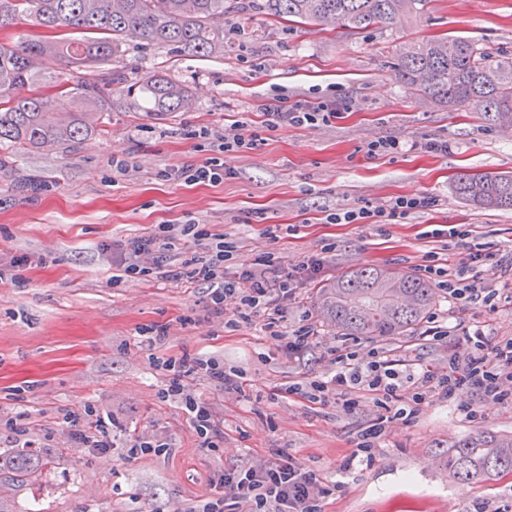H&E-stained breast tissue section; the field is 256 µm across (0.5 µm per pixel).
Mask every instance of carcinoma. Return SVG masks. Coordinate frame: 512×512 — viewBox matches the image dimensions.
<instances>
[{"instance_id":"1","label":"carcinoma","mask_w":512,"mask_h":512,"mask_svg":"<svg viewBox=\"0 0 512 512\" xmlns=\"http://www.w3.org/2000/svg\"><path fill=\"white\" fill-rule=\"evenodd\" d=\"M425 0H263L276 18L301 23H338L351 31L385 28L424 7ZM21 17L60 37L27 36L0 44V144L24 151L67 148L91 135L103 119L112 86L124 76L103 64L128 40H144L180 56L224 54V0H0V28ZM55 55L65 66L91 72L70 82L49 78L35 62ZM397 68L406 85L448 108L471 107L491 125L512 126V57L494 54L461 37L405 45ZM69 95L75 111L58 114L50 97L18 98L15 90L37 80ZM140 90L149 113L163 117L192 108L190 90L159 71L146 73ZM456 193L480 208L512 210V173L464 175ZM433 300V289L411 275L379 268L355 269L322 288L320 315L345 336H399L418 324ZM448 473L463 482L512 472V436L479 435L461 441L448 454ZM15 472H34L33 456L21 450L11 458Z\"/></svg>"}]
</instances>
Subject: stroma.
Wrapping results in <instances>:
<instances>
[{
    "mask_svg": "<svg viewBox=\"0 0 512 512\" xmlns=\"http://www.w3.org/2000/svg\"><path fill=\"white\" fill-rule=\"evenodd\" d=\"M224 54L178 56L133 40L111 62L128 85L154 70L189 87L192 109L156 120L139 93L114 92L112 110L87 139L67 149L14 152L0 147V457L10 458L6 422L26 428L40 468L24 482L0 475V512H179L224 490V472L278 454L342 481L325 512H475L477 504L512 508V473L478 483L451 478L442 463L470 435H512V402L466 387L431 398L411 422L388 416L372 467L341 474L345 457L381 409L360 393L355 409L311 402L293 384L331 368L323 353L343 337L323 324L324 279L357 268L415 273L433 244L429 231L466 225L469 245L489 254L495 309L461 305L435 292L431 306L450 334L426 337L428 322L405 336L360 338L418 370L444 373L448 351H466L481 329L490 341L512 337V212L479 209L454 191L462 174L512 171V138L473 110L451 112L402 84L401 48L437 36H462L494 51H512V0H426L411 18L383 29L280 22L251 0H225ZM326 102L336 118L312 126L263 129L276 99ZM247 122L256 149L225 157L218 184L184 185L158 178L164 168L202 163L210 151L192 138ZM397 137L398 153L373 158L366 145ZM447 144V152L437 144ZM130 163L118 171L115 160ZM427 194L437 206L391 224H331L327 210L378 206ZM195 223L237 239V262L260 252L282 267L336 250L324 278L300 286L288 307L297 323L310 313L318 334L287 355L259 322L224 330L205 315V284L168 282L145 273L116 283L106 250L115 240L147 237L161 224ZM27 255L16 268L14 257ZM165 327L163 341L150 331ZM207 355L241 370L227 392L205 376L185 377L224 421V446L200 448L183 406L163 400L168 381L153 358ZM473 406L482 420L470 422ZM109 416L114 448L100 453L73 440L66 415ZM168 443L162 455L131 454V434Z\"/></svg>",
    "mask_w": 512,
    "mask_h": 512,
    "instance_id": "obj_1",
    "label": "stroma"
}]
</instances>
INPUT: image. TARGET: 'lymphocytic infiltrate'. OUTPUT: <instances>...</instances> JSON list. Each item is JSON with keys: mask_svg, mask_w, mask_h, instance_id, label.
I'll return each mask as SVG.
<instances>
[{"mask_svg": "<svg viewBox=\"0 0 512 512\" xmlns=\"http://www.w3.org/2000/svg\"><path fill=\"white\" fill-rule=\"evenodd\" d=\"M333 105L276 104L266 107L262 125L274 131L284 125L316 124L318 120L334 114ZM198 137L216 138L215 156L198 165L166 168L160 171L163 180L187 185L222 182L228 170L226 155L254 149L258 136L250 132L246 122L237 121L224 133L215 135L211 130H198ZM435 197L399 196L377 207L361 206L343 212L328 214L332 224H388L398 218L434 207ZM183 242L188 254L183 265L185 276L208 286V309L223 317L224 327L234 332L241 324L250 323L254 316H262L265 335L281 342L284 350L296 353L306 347L315 331L305 323L292 328L288 325V302L300 282L311 280L323 273L335 244L324 245L320 256L293 267L281 274L276 257L269 252L240 264L236 269L226 266L230 246L224 234L191 223L183 226L164 224L158 235L148 239L117 241L112 245V262L124 277L144 274L143 260L154 247L169 248ZM487 257L480 251L465 248L457 259L443 263L436 251H428L418 265V272L437 282L449 298L462 304L479 303L494 306L496 292L483 278ZM470 348L466 354L451 353L448 373L438 375L401 370L395 361L371 351L367 355L347 348L334 347L327 355L340 368L328 376L312 381L310 398L326 399L341 396L346 407L357 404L356 395L364 391L374 395L380 406L398 402V415L412 420L426 397L450 398L463 387L480 391L495 400H512V338L489 343L481 332L468 335ZM159 368L171 377L162 391L163 398L182 403L192 426L207 450L219 449L224 439L223 422L214 413L211 404L186 389L182 382L185 372L201 374L224 390L238 387V374L225 370L222 360L201 356L190 369H183L176 360L159 361ZM341 482L325 483L314 471L302 470L285 455L265 461L258 467L234 469L225 472V492L206 499L190 508L189 512H324L326 498L340 491Z\"/></svg>", "mask_w": 512, "mask_h": 512, "instance_id": "f902f5d3", "label": "lymphocytic infiltrate"}]
</instances>
